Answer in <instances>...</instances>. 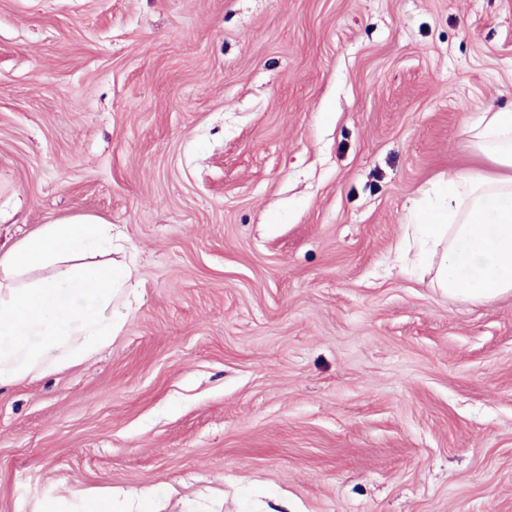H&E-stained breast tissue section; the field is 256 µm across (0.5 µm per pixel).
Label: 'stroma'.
<instances>
[{
  "mask_svg": "<svg viewBox=\"0 0 512 512\" xmlns=\"http://www.w3.org/2000/svg\"><path fill=\"white\" fill-rule=\"evenodd\" d=\"M512 101V0H0V254L99 215L136 301L0 390V512H512V295L410 210ZM118 498L115 499L117 500ZM122 498L125 509L115 510V499H111L107 506H102L103 496L99 493H89L86 495L87 507L83 512H156L154 493L152 491L127 492Z\"/></svg>",
  "mask_w": 512,
  "mask_h": 512,
  "instance_id": "1",
  "label": "stroma"
}]
</instances>
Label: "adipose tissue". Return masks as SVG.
<instances>
[{"label": "adipose tissue", "mask_w": 512, "mask_h": 512, "mask_svg": "<svg viewBox=\"0 0 512 512\" xmlns=\"http://www.w3.org/2000/svg\"><path fill=\"white\" fill-rule=\"evenodd\" d=\"M463 134L480 164L440 178L430 209L412 214L420 246L435 257L433 287L451 298L512 295V103L481 113ZM112 248L98 216L46 224L0 254V388L80 363L120 329L112 313L116 271L82 256ZM65 264L59 276L15 286L22 271Z\"/></svg>", "instance_id": "adipose-tissue-1"}]
</instances>
